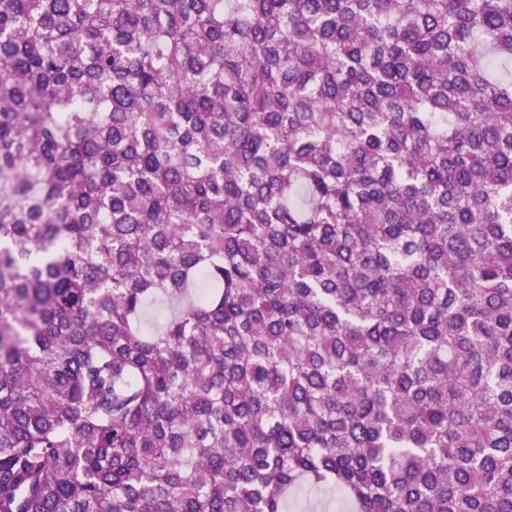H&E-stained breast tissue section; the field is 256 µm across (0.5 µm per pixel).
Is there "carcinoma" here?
<instances>
[{"mask_svg":"<svg viewBox=\"0 0 512 512\" xmlns=\"http://www.w3.org/2000/svg\"><path fill=\"white\" fill-rule=\"evenodd\" d=\"M512 512V0H0V512ZM311 490H304L295 500H290V510L292 512H302L296 510H318L305 512H349L352 509L342 507L336 500V494L328 493L326 496L313 499L310 497Z\"/></svg>","mask_w":512,"mask_h":512,"instance_id":"obj_1","label":"carcinoma"}]
</instances>
